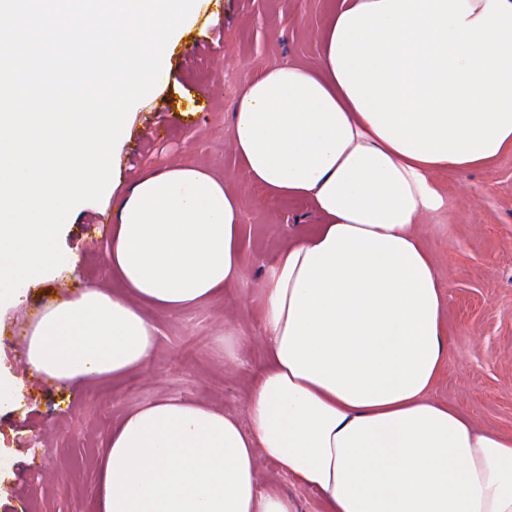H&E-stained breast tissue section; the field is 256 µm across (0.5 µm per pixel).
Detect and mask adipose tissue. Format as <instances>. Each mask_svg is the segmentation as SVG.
I'll list each match as a JSON object with an SVG mask.
<instances>
[{
	"label": "adipose tissue",
	"instance_id": "1",
	"mask_svg": "<svg viewBox=\"0 0 512 512\" xmlns=\"http://www.w3.org/2000/svg\"><path fill=\"white\" fill-rule=\"evenodd\" d=\"M318 66L265 67L231 114V148L266 203L308 202L315 232L264 265L244 416L163 397L113 429L95 512H296L260 486L268 458L321 512H512V433L434 398L446 298L423 243L440 179L512 147V0H343ZM229 179L185 163L116 202L119 290L87 288L26 331L36 374L87 386L149 361L142 305L180 311L246 271Z\"/></svg>",
	"mask_w": 512,
	"mask_h": 512
}]
</instances>
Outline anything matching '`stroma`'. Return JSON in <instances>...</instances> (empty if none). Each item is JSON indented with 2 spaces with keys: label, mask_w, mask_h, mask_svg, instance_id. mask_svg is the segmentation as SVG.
<instances>
[{
  "label": "stroma",
  "mask_w": 512,
  "mask_h": 512,
  "mask_svg": "<svg viewBox=\"0 0 512 512\" xmlns=\"http://www.w3.org/2000/svg\"><path fill=\"white\" fill-rule=\"evenodd\" d=\"M338 4L196 0L169 39L163 75L127 115L131 138L116 143L101 200L81 203L64 224V263L0 304V512H84L95 500L113 428L142 403L202 398L244 415L264 358L263 265L289 235L312 231L317 218L302 200L261 203L229 144L231 112L246 72L288 61L319 64L316 32ZM175 162L204 167L239 191L245 279L219 301L176 312L147 309L157 330L152 357L121 382L90 389L37 377L24 358L28 322L60 297L111 287L117 199L141 173ZM444 186L450 213L424 232L449 296L450 360L434 395L481 427L512 433V149L489 165L449 173ZM228 322L236 332L231 340L224 337ZM232 353L237 359L228 373ZM260 483L288 494L297 512H320L318 494L273 462L261 460Z\"/></svg>",
  "instance_id": "35a3bbf8"
}]
</instances>
